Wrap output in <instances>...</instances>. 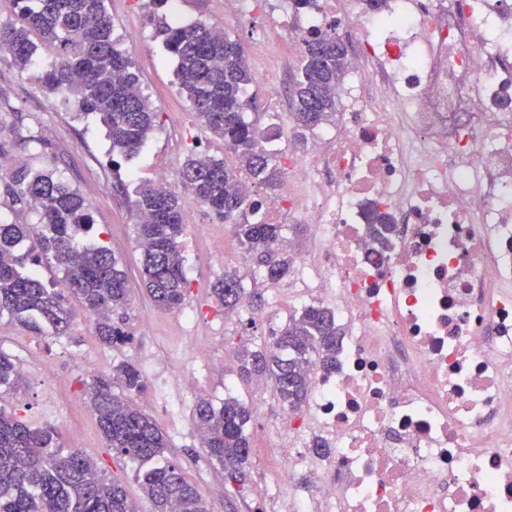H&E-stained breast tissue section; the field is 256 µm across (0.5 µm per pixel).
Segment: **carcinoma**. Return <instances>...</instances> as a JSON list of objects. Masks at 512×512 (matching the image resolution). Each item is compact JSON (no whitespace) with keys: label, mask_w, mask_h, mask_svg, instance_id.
I'll list each match as a JSON object with an SVG mask.
<instances>
[{"label":"carcinoma","mask_w":512,"mask_h":512,"mask_svg":"<svg viewBox=\"0 0 512 512\" xmlns=\"http://www.w3.org/2000/svg\"><path fill=\"white\" fill-rule=\"evenodd\" d=\"M14 18L0 23V51L24 71L32 63L36 42L52 49L55 62L46 88L63 105L95 113L111 143L112 165L136 155L155 129L158 112L145 97L132 59L116 47L112 18L104 0H14ZM158 34L177 59V78L198 123L224 140L236 158L190 153L177 177L190 185L195 199L218 220L231 225L238 244L265 281L290 273L283 224L258 216L260 202L241 192V183L274 189L284 169L261 141L272 126L259 128L245 119L251 74L241 42L216 26H184L162 14ZM348 67V53L336 37L312 31L304 41L300 70L290 88L295 138L336 119V79ZM6 193L22 211L39 216L36 224H0V315L17 319L38 336H63L77 310L94 317L95 336L103 345L126 344L131 337L119 325L130 305V288L122 265L97 241L78 248L76 236L93 227L81 193L49 170L23 165L12 172ZM137 218L134 234L141 251V277L160 309L180 308L189 282L183 270V199L162 182L144 183L132 200ZM45 260L62 274L69 295L29 264ZM211 294L233 312L244 304L262 306L257 289L244 287L235 269L211 286ZM344 327L333 310L310 303L288 314L280 331L261 340L244 341L238 350V378L270 384L281 409L296 416L310 394L313 371L336 369V350ZM24 382L20 366L0 352V390L16 391ZM145 387L142 372L123 364L112 375H96L85 386L99 429L108 447L137 462L143 497L153 512H208L197 486L178 465L163 461L169 442L156 420L130 395ZM251 409L235 396L216 407L201 399L195 425L207 456L243 493L248 489ZM0 512H138L125 487L108 480L97 463L78 450L62 451L59 433L50 424L34 426L0 409Z\"/></svg>","instance_id":"carcinoma-1"}]
</instances>
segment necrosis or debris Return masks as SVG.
Here are the masks:
<instances>
[{
	"label": "necrosis or debris",
	"mask_w": 512,
	"mask_h": 512,
	"mask_svg": "<svg viewBox=\"0 0 512 512\" xmlns=\"http://www.w3.org/2000/svg\"><path fill=\"white\" fill-rule=\"evenodd\" d=\"M285 21L352 48L340 120L288 164L315 245L295 284L347 326L277 450L319 482L288 512H512V0H312Z\"/></svg>",
	"instance_id": "necrosis-or-debris-1"
}]
</instances>
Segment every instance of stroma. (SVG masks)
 Listing matches in <instances>:
<instances>
[{"mask_svg": "<svg viewBox=\"0 0 512 512\" xmlns=\"http://www.w3.org/2000/svg\"><path fill=\"white\" fill-rule=\"evenodd\" d=\"M105 4L112 17V36L131 57L142 90L159 114L158 125L142 151L121 169H114L108 162L109 143L99 119L92 114L74 118L70 109L48 94L44 76L53 58L45 48L37 49L33 64L25 71L14 68L7 55L0 53V221L33 224L38 220L35 213L18 210L3 189L19 164L56 169L77 188L91 205L92 238L106 244L127 271L133 293L123 328L131 341L102 345L92 323L79 318L59 338L31 334L9 316H0V351L26 367L24 388L1 392L0 407L36 425L56 424L64 450H78L93 458L107 479L125 486L139 512H152L135 478L136 464L116 457L108 448L84 392L92 375L111 373L113 366L123 362L134 363L147 382L135 401L156 419L169 441L170 460L198 487L208 512H226L230 507L235 512H283L281 497L267 492L279 467L271 454L269 433L282 425V413L270 392H257L254 385L239 380L235 349L239 341L267 336L285 324L289 312L301 308L303 302L298 290L284 279L261 283L264 304L258 317H250L245 307L230 315L217 310L210 295L212 283L223 277L228 266L250 275L252 264L229 225L221 223L206 205L195 202L191 188L175 178L170 186L186 202L183 222L187 236L194 239L193 246L184 249L191 290L175 311L156 307L140 291L134 211L130 198L116 192L113 182L120 179L134 186L151 180L162 168L175 175L190 147L220 158L224 142L197 122L180 90L176 60L156 35L157 17L150 0H105ZM181 14L183 23L223 28L246 49L256 36H267L265 52L247 66L277 72L280 84L272 89L254 82L247 94L262 124L273 119L267 101L275 102V112L292 111L288 93L301 52L276 36L272 28L276 11L265 8L249 16L235 15L225 12L224 0H181ZM218 244L224 247L220 261L212 254ZM180 371L195 375L194 389L173 407L159 408L160 383ZM230 394L243 399L253 411L250 483L241 495L208 461L193 419L199 399L218 406ZM62 402L68 403L69 412L66 423L59 424L53 406Z\"/></svg>", "mask_w": 512, "mask_h": 512, "instance_id": "35a3bbf8", "label": "stroma"}]
</instances>
